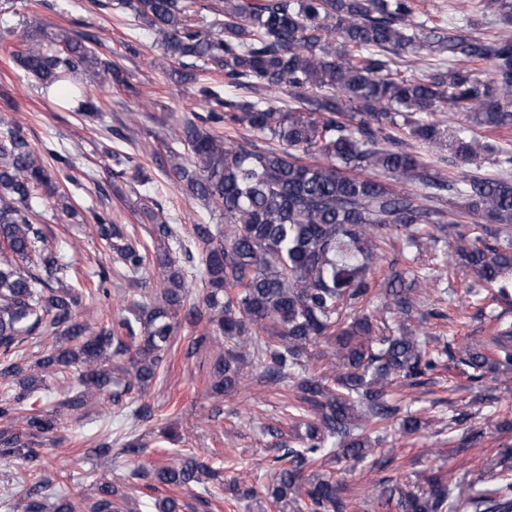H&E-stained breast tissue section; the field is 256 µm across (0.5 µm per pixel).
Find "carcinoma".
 Returning a JSON list of instances; mask_svg holds the SVG:
<instances>
[{
    "label": "carcinoma",
    "mask_w": 512,
    "mask_h": 512,
    "mask_svg": "<svg viewBox=\"0 0 512 512\" xmlns=\"http://www.w3.org/2000/svg\"><path fill=\"white\" fill-rule=\"evenodd\" d=\"M136 16L153 35L171 67L170 78L196 85L204 113L169 129L168 137L187 154L170 149L163 171L188 197L202 202L224 225L195 224L201 250L203 297L190 300L184 269L161 244L154 252L106 215L96 231L126 278L136 280L153 263L159 285L119 321L97 326L80 319L89 290L76 271L50 246L33 222L34 204L62 203L65 192L44 156L22 129L0 120V378L13 393L0 400V458L25 464L16 476L25 491L22 512H76L66 497L48 505L28 473L45 468L47 445L59 417L78 415L93 395L113 404L141 392L171 353L184 324L206 322L188 351L216 350L211 390L236 389L250 362L266 381L296 379L288 408L309 415L305 447L281 442L266 498L277 512L303 499L310 512H350L351 500L336 480L306 474L326 445L344 458L373 452L368 437L353 433L362 424L389 423L399 410L392 386L401 378L416 385L444 359L473 381L512 374V326L501 323L479 344L429 346L417 332L375 329L370 310L378 302L369 271L384 258L388 232L403 230L402 248L433 247L442 241L448 216L472 215L496 224L506 242L490 246L480 224L461 225L448 265L460 262L473 274L474 288H504L512 275V155L499 159L494 177H444L407 150L408 131L420 144L441 148L448 133L429 115L453 112L488 128H512V38H489L470 19L447 28L415 17L413 0H213L202 15L194 0H135ZM424 40L435 52L431 73L412 78L402 68L423 63L403 54ZM92 36L29 24L15 65L41 88H56L94 114L97 102L81 76L115 83L134 93L122 71L89 46ZM491 63L481 74L476 64ZM224 76L222 90L196 83L198 71ZM254 98L241 99L237 90ZM288 91L286 103L277 96ZM242 127L277 148L261 149L250 139L224 137L219 129ZM115 175L134 186L153 182L140 165L116 158ZM416 184L415 194L389 180ZM459 199L448 213L433 202ZM409 287L393 277L385 306L405 317L413 310ZM359 306L350 319L345 307ZM52 344L32 365L19 358L29 338ZM335 341L340 372L306 373L308 345ZM250 349L245 361L241 349ZM70 374L53 394L52 409L23 415L27 396L49 377ZM219 472L195 455L170 465L136 469L129 480L184 488L216 480ZM419 494L397 486L372 494L374 512H443L448 484L438 474ZM118 489L98 488L88 512H115ZM474 512H512V482L470 495Z\"/></svg>",
    "instance_id": "cac0c4a2"
}]
</instances>
